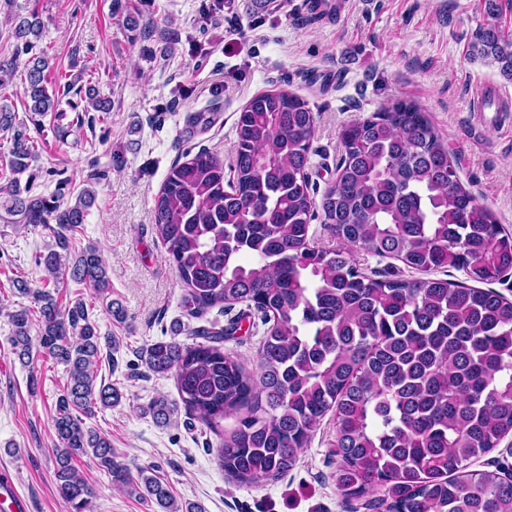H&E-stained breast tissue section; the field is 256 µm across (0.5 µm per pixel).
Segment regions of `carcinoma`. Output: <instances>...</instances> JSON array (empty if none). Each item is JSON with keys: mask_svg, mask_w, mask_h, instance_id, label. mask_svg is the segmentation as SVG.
I'll return each instance as SVG.
<instances>
[{"mask_svg": "<svg viewBox=\"0 0 512 512\" xmlns=\"http://www.w3.org/2000/svg\"><path fill=\"white\" fill-rule=\"evenodd\" d=\"M7 22L15 49L0 59V73L13 76L17 59L28 56L26 113L62 118L59 93L49 90V62L36 53L42 15L13 12ZM468 58L497 64L512 81V32L497 23L479 27ZM70 93L79 127L93 123L86 113L111 110L91 81L65 82L63 94ZM314 127L308 103L276 88L239 114L233 179L225 180L224 161L206 148L171 166L154 200V226L184 285L182 306L199 317L243 304L261 313L267 330L254 373L224 350L229 332L222 328L196 333L191 344L147 345L146 368L172 374L184 408L209 426L247 407L216 449L219 466L239 484L286 474L330 413L336 482L346 498L380 490L388 512H512V477L471 468L512 433V301L487 288L512 272V235L459 183L425 113L399 100L341 130L342 156L321 210L342 245H314L316 203L307 173ZM0 134L10 144L12 173L0 186V220L40 226L52 237L36 257L43 287L12 281L17 294L39 305L37 335L31 336L29 309L7 317L22 365L42 349L66 367L52 416L59 497L70 512H91L93 489L75 467L90 456L116 485L161 512H202L197 504L179 506L153 467L132 476L116 462L111 441L85 425L95 409L122 398L98 379L99 365L114 362L119 342L100 333L83 299L63 308L56 297L68 278L90 288L109 317L125 320L111 299L101 251L89 244L72 252L96 192L64 180L48 196L31 194L37 141L1 102ZM351 246L419 272L462 270L483 287L434 277L372 279ZM243 254L252 261L241 262ZM147 410L167 426L177 403L157 398Z\"/></svg>", "mask_w": 512, "mask_h": 512, "instance_id": "carcinoma-1", "label": "carcinoma"}]
</instances>
